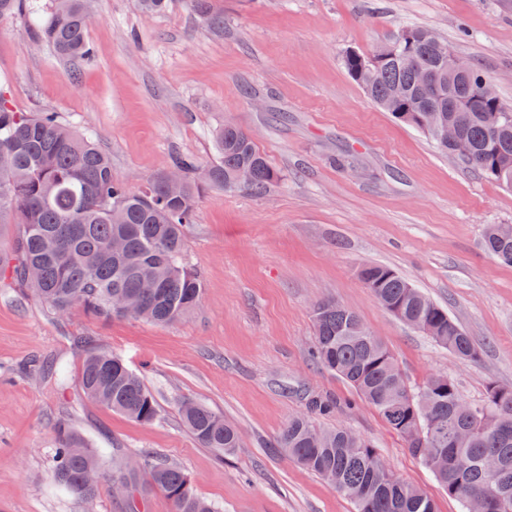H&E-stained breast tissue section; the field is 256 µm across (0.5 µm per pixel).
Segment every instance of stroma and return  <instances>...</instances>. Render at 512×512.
<instances>
[{
	"label": "stroma",
	"mask_w": 512,
	"mask_h": 512,
	"mask_svg": "<svg viewBox=\"0 0 512 512\" xmlns=\"http://www.w3.org/2000/svg\"><path fill=\"white\" fill-rule=\"evenodd\" d=\"M223 5L216 32L185 0L151 18L138 0H92L95 62L77 72L36 44L22 17L0 18V93L17 111L57 113L94 137L129 191L176 153L216 165L227 123L253 135L282 174L261 196L203 186L183 254L203 295L175 323L62 316L29 288L0 280V512H170L143 474L130 495L105 489L90 501L57 485L61 423L104 449L112 476L150 454L180 467L218 512H353L326 481L270 449L314 396L336 403L313 416L316 427L362 436L439 512H460L405 440L313 361L312 307L331 298L355 311L411 388L445 374L478 402L489 384L512 386V265L482 245L486 225L512 224V190L381 110L343 65L348 50L370 53L423 26L512 107V0ZM348 156L355 167H340ZM365 263L392 268L446 307L481 347L480 360L457 359L384 309L358 277ZM89 348L120 355L142 375L159 407L155 421L83 395ZM185 401L223 414L238 448L199 447L181 418Z\"/></svg>",
	"instance_id": "1"
}]
</instances>
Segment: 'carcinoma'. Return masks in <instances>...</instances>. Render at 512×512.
Instances as JSON below:
<instances>
[{"mask_svg":"<svg viewBox=\"0 0 512 512\" xmlns=\"http://www.w3.org/2000/svg\"><path fill=\"white\" fill-rule=\"evenodd\" d=\"M168 2L139 0V6L153 17ZM186 3L210 28L224 30V11L215 8L214 0ZM16 15L28 16L33 40L60 59L78 67L94 63L87 39L89 0H49L45 7L31 0H0V18ZM439 42L427 28L407 27L370 55L348 52L344 65L382 110L426 133L441 151L450 149L427 127L428 117L458 125L473 149L464 164L512 189V108L504 109L497 95L483 97L488 78L475 66L468 65V77L456 76L438 52ZM218 147L220 161L211 167L210 182L224 190L260 195L281 179L254 138L237 126L224 125ZM1 150L14 157L12 167L0 173V224L20 228L12 276L40 301L60 314L80 309L94 319H111L125 317L115 302L126 298L138 304L134 318L158 325L177 321L199 303L202 281L182 262L184 227L192 223L201 186L195 158L172 159V167L183 174L180 194L167 195L160 174L132 193L114 177L110 156L92 137L67 127L54 112H18L0 94ZM242 168L252 172L248 184L235 180ZM116 237L123 239L119 256L112 254ZM483 242L495 259L512 264L511 224L488 226ZM30 267L39 270L36 282L26 277ZM155 274L165 279L146 295L141 279ZM359 276L400 321L462 359L480 358V348L448 310L395 270L365 264ZM312 317L317 363L346 381L405 439L448 496L464 510L468 499L476 497L489 500L491 512H512V389L492 383L481 402L467 403L453 379L437 375L415 392L405 378H394L392 353L356 312L325 299L313 305ZM79 386L87 399L136 421L150 423L158 417L157 402L141 375L110 352L87 356ZM422 393L434 400L430 412L419 409ZM333 408L331 400L310 398L307 413L288 421L273 450L337 488L355 512H437L430 497L393 474L374 446L356 433L334 428L329 442L316 444L322 430L310 415H326ZM181 413L201 447L230 452L239 446L237 430L209 407L195 402L181 406ZM462 427L470 436L457 445L448 431ZM57 438L52 475L59 486L86 499L116 482L132 488V472L116 481L103 471L100 482L83 484L88 465L98 463L97 450L64 425L58 426ZM144 465L171 512H217L194 493L178 467L151 457Z\"/></svg>","mask_w":512,"mask_h":512,"instance_id":"cac0c4a2","label":"carcinoma"}]
</instances>
